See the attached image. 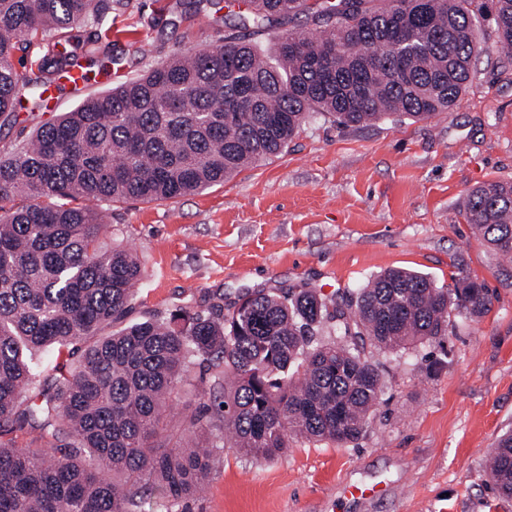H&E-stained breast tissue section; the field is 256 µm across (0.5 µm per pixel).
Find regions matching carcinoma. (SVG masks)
Segmentation results:
<instances>
[{
  "mask_svg": "<svg viewBox=\"0 0 512 512\" xmlns=\"http://www.w3.org/2000/svg\"><path fill=\"white\" fill-rule=\"evenodd\" d=\"M473 2L243 0L226 18L261 30L305 14L319 30L286 31L270 54L229 33L36 125L0 159V512H137L148 491L165 512H190L224 451L213 439L264 459L292 437L353 443L384 387L365 343L392 352L436 343L452 314L489 311L483 281L458 276L448 288L393 269L348 291L343 307L314 288L258 292L100 336L123 321L143 270L78 204L207 189L281 154L314 113L356 126L447 110L480 51ZM493 3L499 43L512 51V0ZM111 12L112 0H0V117L93 55L77 29ZM23 44L36 54L19 68ZM463 217L512 259V181L471 190ZM328 323L331 342L320 339ZM69 346L80 356L66 376L25 355ZM196 364L212 371L211 384L193 389L199 405L175 438L165 417ZM29 430L40 446L18 440ZM489 476L511 499V431Z\"/></svg>",
  "mask_w": 512,
  "mask_h": 512,
  "instance_id": "carcinoma-1",
  "label": "carcinoma"
}]
</instances>
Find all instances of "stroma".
<instances>
[{"instance_id":"stroma-1","label":"stroma","mask_w":512,"mask_h":512,"mask_svg":"<svg viewBox=\"0 0 512 512\" xmlns=\"http://www.w3.org/2000/svg\"><path fill=\"white\" fill-rule=\"evenodd\" d=\"M491 7L473 4L482 49L447 111L348 127L316 114L282 154L224 184L166 201L90 202L144 269L131 322L303 284L336 298L390 268L447 286L465 274L492 293L487 314L452 317L442 342L396 354L365 346L384 392L359 440L298 438L270 460L225 449L192 512H512L484 468L512 430V263L462 216L471 189L512 180V57ZM227 32L205 2L112 0L111 14L82 29L100 50L90 84L44 94L38 120L222 45ZM352 485L378 493L353 497Z\"/></svg>"}]
</instances>
